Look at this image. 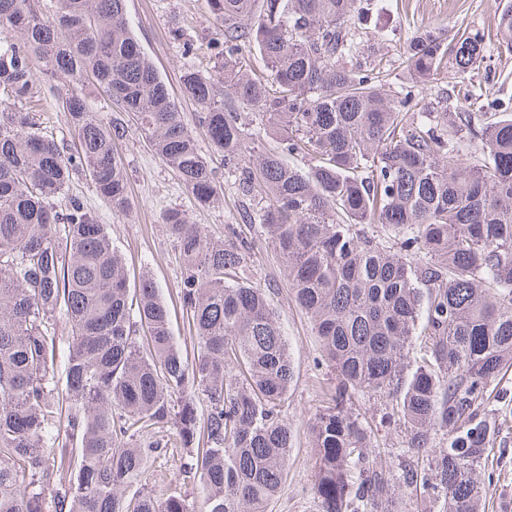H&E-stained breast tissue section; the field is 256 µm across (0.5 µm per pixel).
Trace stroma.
I'll return each instance as SVG.
<instances>
[{
  "label": "stroma",
  "instance_id": "1",
  "mask_svg": "<svg viewBox=\"0 0 512 512\" xmlns=\"http://www.w3.org/2000/svg\"><path fill=\"white\" fill-rule=\"evenodd\" d=\"M503 2L382 0L379 24L396 32L394 42L384 49L385 57L391 67H398L406 44L425 27L495 32ZM128 11L131 28L143 51L168 84L186 121L194 122L196 107L182 96L178 77L181 69L191 62L190 56L183 52V42L200 39L214 29L207 0H128ZM176 25L183 31L178 40L170 34ZM196 138L201 153L213 160L217 178L224 188L223 205L198 207L145 137L134 130L118 147L132 199L126 214L113 213L97 196L89 178L79 174L70 184L71 192L83 196L99 223L106 225L112 246L125 264L130 287H137L142 275L153 279L169 307L174 339L189 356L194 353V340L178 294L180 269L174 245L165 232L164 215L169 209H182L193 223L201 225L211 238L220 241L224 238L225 225L242 224L241 215L248 204L205 133L197 132ZM242 226L253 246L250 278L268 290V297L288 336L295 371L284 404L293 429L294 447L288 458L287 479L271 509L272 512H320V503L313 492L317 451L310 444L308 425L314 415L326 407L324 392L334 383L335 376L329 367L319 362L321 351L312 324L291 299L283 266L261 227L256 223ZM356 407L369 422L377 424L379 444L394 451V464L413 463L412 454L403 450V429L382 420L384 400L362 399ZM483 411L497 422L488 450L476 470L487 489L484 512H512V369L501 376ZM172 485L180 488L194 512H204L196 480L185 476L178 462L168 457L152 461L148 468V490L160 495Z\"/></svg>",
  "mask_w": 512,
  "mask_h": 512
}]
</instances>
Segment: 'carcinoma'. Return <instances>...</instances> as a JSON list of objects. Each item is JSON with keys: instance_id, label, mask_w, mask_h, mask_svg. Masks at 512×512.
<instances>
[{"instance_id": "obj_1", "label": "carcinoma", "mask_w": 512, "mask_h": 512, "mask_svg": "<svg viewBox=\"0 0 512 512\" xmlns=\"http://www.w3.org/2000/svg\"><path fill=\"white\" fill-rule=\"evenodd\" d=\"M208 5L221 25L203 42L216 75L186 66L180 88L255 203L243 220L257 217L336 376L308 426L321 512H404L420 487L437 492L438 512H482L474 472L493 428L478 409L512 367V113L471 80L487 40L422 29L388 94L380 42L394 34L374 0ZM496 42L498 57L512 55V11ZM254 53L268 76L247 64ZM37 62L51 89L66 88L71 148L26 108L40 97ZM446 70L478 111L424 102L417 88ZM88 82L135 116L198 205L223 197L127 0H0V512H189L177 489L145 490L149 461L171 446L185 449L180 470L198 480L205 512H270L293 448L295 374L266 289L248 281L251 242L235 224L214 242L185 211L165 213L188 360L153 280L129 301L106 225L69 192L83 173L115 214L130 209L115 149L128 130L97 118ZM365 397L386 400L428 468L370 458L376 433L353 408Z\"/></svg>"}]
</instances>
